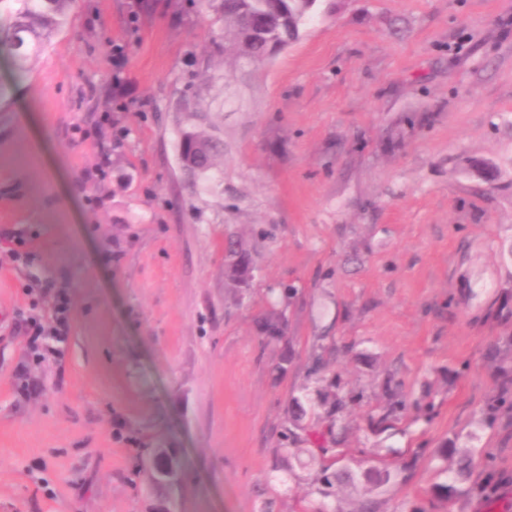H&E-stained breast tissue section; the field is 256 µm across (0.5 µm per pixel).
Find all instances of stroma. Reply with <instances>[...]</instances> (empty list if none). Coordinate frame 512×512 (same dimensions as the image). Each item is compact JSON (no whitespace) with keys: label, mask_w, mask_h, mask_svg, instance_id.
Instances as JSON below:
<instances>
[{"label":"stroma","mask_w":512,"mask_h":512,"mask_svg":"<svg viewBox=\"0 0 512 512\" xmlns=\"http://www.w3.org/2000/svg\"><path fill=\"white\" fill-rule=\"evenodd\" d=\"M219 36L188 0H72L26 79L0 57V228L35 253L0 240V512H316L321 467L373 454L380 512H512V410L478 424L512 365V0H317L202 100L223 177L193 180L179 103ZM321 336L349 426L314 458L279 432L296 400L325 424ZM451 446L491 463L448 500ZM157 448L178 485L150 482ZM259 327L261 333L266 339H281L287 332V317L285 309L272 307L265 310L260 316Z\"/></svg>","instance_id":"1"}]
</instances>
